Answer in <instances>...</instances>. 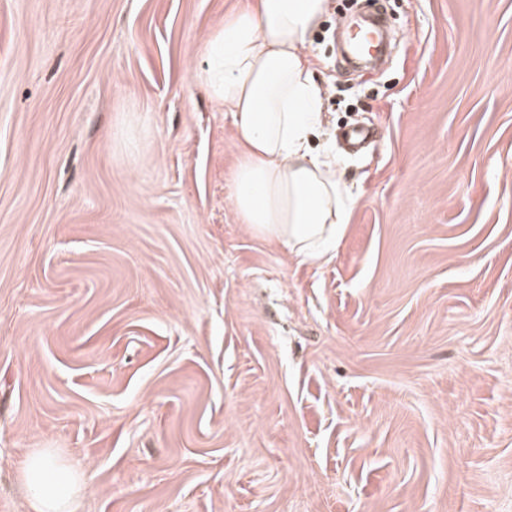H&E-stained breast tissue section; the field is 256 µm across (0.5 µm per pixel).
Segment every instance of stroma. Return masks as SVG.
<instances>
[{"instance_id":"35a3bbf8","label":"stroma","mask_w":512,"mask_h":512,"mask_svg":"<svg viewBox=\"0 0 512 512\" xmlns=\"http://www.w3.org/2000/svg\"><path fill=\"white\" fill-rule=\"evenodd\" d=\"M240 2L0 0V512L42 448L76 512H512V0H367L356 72L330 0L321 263L228 203L198 72Z\"/></svg>"}]
</instances>
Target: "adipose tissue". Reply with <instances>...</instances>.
Returning <instances> with one entry per match:
<instances>
[{"label":"adipose tissue","mask_w":512,"mask_h":512,"mask_svg":"<svg viewBox=\"0 0 512 512\" xmlns=\"http://www.w3.org/2000/svg\"><path fill=\"white\" fill-rule=\"evenodd\" d=\"M327 10L328 0H247L211 34L201 76L239 134L235 216L305 260L335 251L354 206L339 159L312 146L323 130L324 89L308 43ZM20 479L31 512H74L86 483L50 448L26 457Z\"/></svg>","instance_id":"ef3b65f1"}]
</instances>
